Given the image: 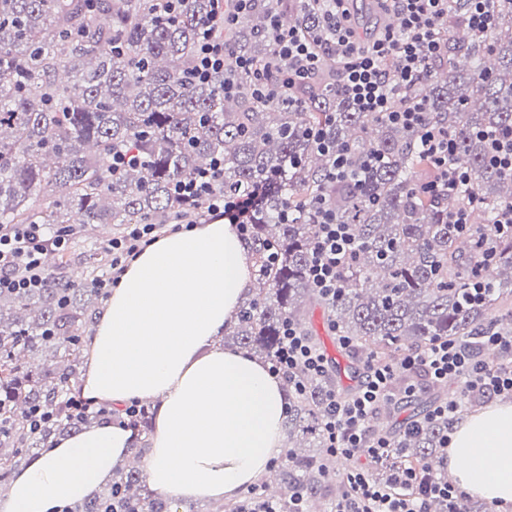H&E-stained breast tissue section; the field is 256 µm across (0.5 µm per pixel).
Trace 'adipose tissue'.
Masks as SVG:
<instances>
[{
  "label": "adipose tissue",
  "instance_id": "obj_1",
  "mask_svg": "<svg viewBox=\"0 0 512 512\" xmlns=\"http://www.w3.org/2000/svg\"><path fill=\"white\" fill-rule=\"evenodd\" d=\"M250 257L220 219L144 250L96 320L81 390L115 408L152 401L150 441L117 421L59 436L11 478L0 512L92 499L140 444L153 489L178 499L218 501L266 472L284 448L288 386L219 342L249 284ZM448 468L468 493L512 503V402L456 423Z\"/></svg>",
  "mask_w": 512,
  "mask_h": 512
}]
</instances>
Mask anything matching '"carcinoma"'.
Segmentation results:
<instances>
[{
  "instance_id": "obj_1",
  "label": "carcinoma",
  "mask_w": 512,
  "mask_h": 512,
  "mask_svg": "<svg viewBox=\"0 0 512 512\" xmlns=\"http://www.w3.org/2000/svg\"><path fill=\"white\" fill-rule=\"evenodd\" d=\"M308 29L319 15L297 3L252 0L227 32L231 57L259 64L272 54L269 15L275 7ZM467 0H456L443 32L448 53L408 93L424 102L425 120L448 130L455 160L471 172L479 204L473 224L448 223V198L465 202L467 187L425 196L420 185L437 171L416 130L378 113L357 112L339 90L321 80L298 92V104L265 99L251 76L227 71L238 90L224 96V75L192 80L199 32L211 0H185L165 14L160 0H0V225L45 224L57 230L81 216L75 237L95 224L120 231L127 224H173L188 207L173 186L218 159L224 192L242 195L276 179L255 214L254 288L239 307L225 342L271 361L283 325L309 332V311L319 306L327 324L351 337L355 353L392 361L440 338L466 339L500 314L512 328V238L492 242L481 262L480 237L512 204V178L486 159L480 131L512 125V0H495L485 35L466 24ZM324 131L331 148L347 153L356 178L329 181L331 157L318 150L309 129ZM134 152L139 164L112 171L115 152ZM371 153L383 161L360 168ZM325 197L336 222L361 244L344 265L333 302L311 288L307 264L314 242L311 201ZM278 253L276 264L268 261ZM46 281L25 296L0 293V488L24 459L49 447L61 432L80 431L98 414L76 416L67 407L79 379L85 335L104 294L63 270L80 260L96 271L97 253L52 252ZM487 292L471 298L476 267ZM332 377L290 393L288 446L281 464L279 500L293 484L326 494L331 464L324 453L322 391ZM53 414L40 429L29 409ZM446 427L433 422L410 440L393 468H421L435 455ZM132 454L98 497L71 512H172L169 500L148 488Z\"/></svg>"
}]
</instances>
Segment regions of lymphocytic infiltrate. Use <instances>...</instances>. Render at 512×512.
<instances>
[{
	"instance_id": "1",
	"label": "lymphocytic infiltrate",
	"mask_w": 512,
	"mask_h": 512,
	"mask_svg": "<svg viewBox=\"0 0 512 512\" xmlns=\"http://www.w3.org/2000/svg\"><path fill=\"white\" fill-rule=\"evenodd\" d=\"M317 12L320 24L305 32L297 24L283 25L278 11L270 13V37L275 57L266 66H257L240 56L237 68L254 78L258 96L270 97L293 91L322 71L327 60H335V82L361 112L385 115L392 123L417 130L425 154L439 171L437 181L422 185L423 193L434 196L469 184L466 167L455 164L456 143L447 130L424 119L422 101L413 99L396 104V87H409L431 63L443 58L446 49L441 28L448 21L450 0H381L385 10L396 15L397 26L381 29L368 41H361L351 24L345 0H303ZM252 0H212V18L203 25L194 57L192 76L206 82L223 72L227 62L226 31ZM397 60L396 75H388L387 60ZM220 164L198 171L188 180L175 184L177 201L204 209L207 216L234 224L240 235H247L254 213L270 189L262 183L244 195L224 194L217 183ZM315 240L308 262L312 288L325 299L336 296L340 273L355 252L356 242L347 226L337 223L323 198H314ZM163 229L157 224H129L107 245L109 270L95 285L107 291L115 287L126 268ZM73 240L69 231H47L42 224H14L0 227V291L26 295L43 287V257L47 249L62 251ZM492 351L507 358L502 367H491L483 355ZM272 375L289 378L301 373L305 381H316L327 372L326 358L320 349L293 324H285L277 360L270 364ZM460 385L458 397L436 402L428 422L453 423L461 401L481 405L492 399H512V333L498 324L481 326L468 340L439 339L426 348L407 353L391 363H369L365 379L349 396L334 390L323 393V432L329 456L365 457L381 461L399 453L395 438L376 434L371 420L376 411L394 399L416 395L422 383ZM346 493L337 499L334 512H431L440 503L445 512H458L466 495L437 476L431 468H405L379 481L365 468L350 470L344 479Z\"/></svg>"
}]
</instances>
